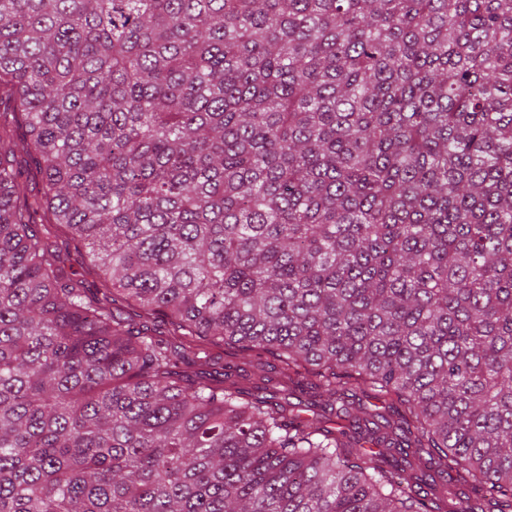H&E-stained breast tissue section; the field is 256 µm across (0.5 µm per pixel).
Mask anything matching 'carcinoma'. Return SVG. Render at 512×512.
<instances>
[{
	"label": "carcinoma",
	"instance_id": "cac0c4a2",
	"mask_svg": "<svg viewBox=\"0 0 512 512\" xmlns=\"http://www.w3.org/2000/svg\"><path fill=\"white\" fill-rule=\"evenodd\" d=\"M3 98L0 512H512V0H0ZM52 241L60 251L62 266L67 273L81 272V266L87 248L82 243L67 240L65 237H53Z\"/></svg>",
	"mask_w": 512,
	"mask_h": 512
}]
</instances>
